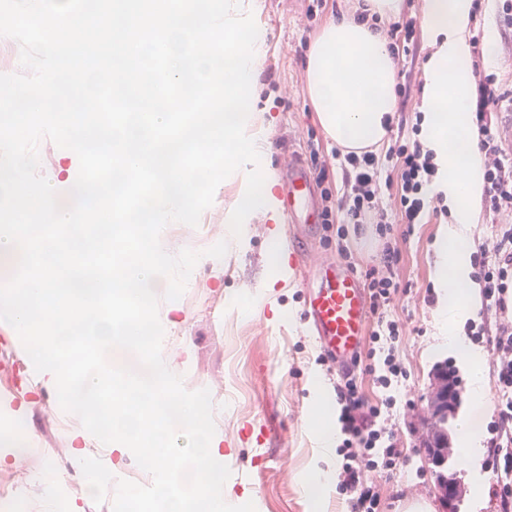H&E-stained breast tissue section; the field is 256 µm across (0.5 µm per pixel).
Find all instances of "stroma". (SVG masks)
<instances>
[{
	"mask_svg": "<svg viewBox=\"0 0 512 512\" xmlns=\"http://www.w3.org/2000/svg\"><path fill=\"white\" fill-rule=\"evenodd\" d=\"M253 17L265 39V54L254 78L256 90L251 106L266 113L270 121L274 151L269 169L281 180L291 157L308 160L317 153L329 169L326 185L339 191L343 173L336 163V148L325 137L307 95L304 64L308 47L329 10L307 14L311 0H251ZM477 4L474 41H481L485 28L497 34L500 53L493 66L482 64L481 49L473 59L481 74H493L512 91V22L505 20L503 0H475ZM430 53L421 42L416 60L406 65L401 80L410 87L408 99L398 104L394 124L411 128L420 109L423 67ZM237 189L222 188L205 210L197 227L173 225L171 252L189 248L205 250L224 239V218L233 209ZM446 214L426 213L422 223L392 225L378 233L372 224L320 226L302 249H289L290 281L266 288L267 235L269 227L253 224L252 234L242 248L225 254L222 263L197 265L195 285L176 300L177 324L170 328L164 360L180 375L185 388L208 389L214 421L224 432L225 447L234 449L226 482L234 494L254 491L258 512H312V505L299 491V479L318 458L320 449L311 422L316 414L311 386L321 382L328 395H335L345 366L324 355L312 336L304 313L310 286L318 271L344 263L361 273L383 270L385 249L397 251L399 259L391 273L399 288L389 315L399 321L402 336L397 348L406 371L390 393L395 406L385 413L380 426L403 451L396 467L377 468L370 479L379 488L383 512H406L410 501L429 504L431 512H443L434 490L433 466L424 446L429 435L425 407L438 365L449 362L461 379V400L448 417V432H455L460 416H469L480 431H487L494 418L496 377L492 367L484 369L485 402L471 404L470 381L460 356L448 348L437 315L440 294L432 279L433 242ZM266 288L267 299L256 304V289ZM282 318H275V310ZM26 402L30 414L26 428L39 446L0 468L8 480L7 496H0V512H9L11 500L23 501L26 512H46L38 479L46 463H53L63 476L75 474L70 460L65 421L57 415L55 392L34 383L21 352L0 332V399ZM448 474L463 489L456 512H498L490 486L492 478L483 462L469 463L452 455ZM485 486L482 499H475L474 480Z\"/></svg>",
	"mask_w": 512,
	"mask_h": 512,
	"instance_id": "1",
	"label": "stroma"
}]
</instances>
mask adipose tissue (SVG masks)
Masks as SVG:
<instances>
[{
	"label": "adipose tissue",
	"mask_w": 512,
	"mask_h": 512,
	"mask_svg": "<svg viewBox=\"0 0 512 512\" xmlns=\"http://www.w3.org/2000/svg\"><path fill=\"white\" fill-rule=\"evenodd\" d=\"M474 0H423L422 21L432 47L425 69L421 135L434 154L432 187L451 221L436 237L432 276L442 288L441 323H457L474 309L479 286L471 277L468 233L484 201L485 161L473 122ZM384 30L354 13L330 19L310 45L305 67L310 103L327 139L361 152L387 139L396 108L397 61ZM26 404L0 401V465L19 453L18 428Z\"/></svg>",
	"instance_id": "obj_1"
}]
</instances>
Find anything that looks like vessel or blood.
I'll use <instances>...</instances> for the list:
<instances>
[{"mask_svg": "<svg viewBox=\"0 0 512 512\" xmlns=\"http://www.w3.org/2000/svg\"><path fill=\"white\" fill-rule=\"evenodd\" d=\"M283 207L289 223L310 235L317 228L318 210L311 177L301 161L289 164L283 176ZM306 315L319 348L347 359L363 345L369 306L361 278L340 264L323 268L308 297Z\"/></svg>", "mask_w": 512, "mask_h": 512, "instance_id": "b4317fda", "label": "vessel or blood"}]
</instances>
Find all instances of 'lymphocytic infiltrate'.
<instances>
[{
	"label": "lymphocytic infiltrate",
	"instance_id": "f902f5d3",
	"mask_svg": "<svg viewBox=\"0 0 512 512\" xmlns=\"http://www.w3.org/2000/svg\"><path fill=\"white\" fill-rule=\"evenodd\" d=\"M505 100L494 77L480 80L476 86L474 117L480 144L486 159V195L492 211L512 210V160L506 159L492 120ZM340 166L347 190L341 197L331 191L322 195L323 223L361 224L374 217L381 227L392 224L421 223L433 198L431 184L437 168L432 155L420 140L411 135L397 134L385 158L371 151L343 154ZM390 175H383V168ZM395 193L394 207H384L381 189ZM476 277L482 282L483 307L487 310H507L512 305V227L502 229L491 253L475 259ZM369 291L370 309L377 328L370 339L396 342L399 328L387 317L391 296L396 287L386 277H376L374 271L364 275ZM471 341L485 344L497 379L495 419L488 427L486 469L493 479V494L499 512H512V321L496 324L494 329L468 323ZM341 404L339 420L344 439L339 447L344 458L339 475V488L351 494V512H379L381 499L365 481L366 471L383 465L390 468L401 452L393 444L384 443L381 430L374 423L380 418V406H367L356 380L346 381L338 389Z\"/></svg>",
	"mask_w": 512,
	"mask_h": 512
}]
</instances>
